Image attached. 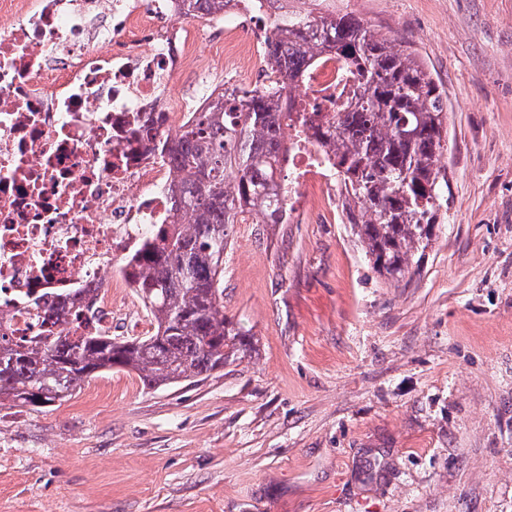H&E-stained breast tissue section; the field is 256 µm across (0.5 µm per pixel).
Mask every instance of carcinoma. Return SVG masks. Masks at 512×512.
<instances>
[{
	"label": "carcinoma",
	"instance_id": "cac0c4a2",
	"mask_svg": "<svg viewBox=\"0 0 512 512\" xmlns=\"http://www.w3.org/2000/svg\"><path fill=\"white\" fill-rule=\"evenodd\" d=\"M230 0H180L186 16L221 18ZM338 57L354 79L350 101L329 118L300 111L284 93L311 62ZM276 79L226 88L173 138L141 125L136 135L175 172L177 222L159 224L126 261L154 332L121 340L36 336L16 344L0 335V404L39 408L70 398L88 378L114 369L142 374L145 386L206 375L246 350V332L224 317V249L246 216L286 224L278 198L288 146L279 136L299 112L321 147L336 157L351 234L372 268L398 285L420 271L437 214L447 202L448 103L413 44L351 14L280 15L265 37Z\"/></svg>",
	"mask_w": 512,
	"mask_h": 512
}]
</instances>
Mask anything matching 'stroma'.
Segmentation results:
<instances>
[{
    "instance_id": "1",
    "label": "stroma",
    "mask_w": 512,
    "mask_h": 512,
    "mask_svg": "<svg viewBox=\"0 0 512 512\" xmlns=\"http://www.w3.org/2000/svg\"><path fill=\"white\" fill-rule=\"evenodd\" d=\"M448 97V205L384 283L345 224H235L223 369L0 405V512H512V0H343ZM224 70V23L187 17Z\"/></svg>"
}]
</instances>
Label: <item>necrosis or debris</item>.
Returning <instances> with one entry per match:
<instances>
[{"label":"necrosis or debris","instance_id":"1","mask_svg":"<svg viewBox=\"0 0 512 512\" xmlns=\"http://www.w3.org/2000/svg\"><path fill=\"white\" fill-rule=\"evenodd\" d=\"M0 0V319L20 342L41 335L44 309H57L55 332H84L80 291H94L108 335L113 324L150 335L149 316L126 299L123 266L153 225L171 224L173 170L131 135L152 122L173 136L214 91L201 81L190 105L169 93L206 46L174 23L176 0ZM341 62L320 58L289 89L307 111L330 114L349 97ZM283 178L288 216L309 211L340 221L332 161L298 120Z\"/></svg>","mask_w":512,"mask_h":512}]
</instances>
